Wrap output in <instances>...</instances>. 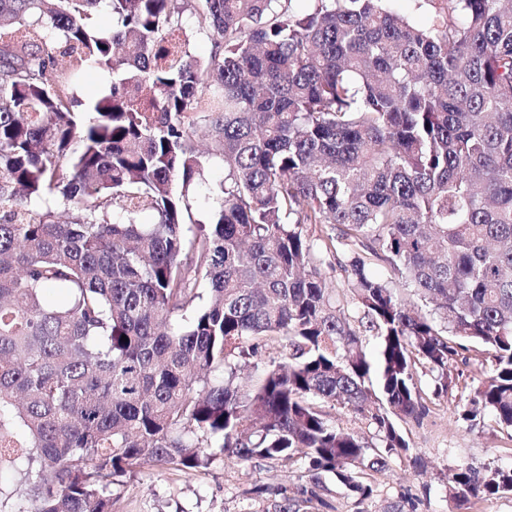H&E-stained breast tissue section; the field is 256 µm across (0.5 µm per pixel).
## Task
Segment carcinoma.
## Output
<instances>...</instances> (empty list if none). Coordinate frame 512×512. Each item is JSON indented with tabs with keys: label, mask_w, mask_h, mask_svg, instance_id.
I'll return each mask as SVG.
<instances>
[{
	"label": "carcinoma",
	"mask_w": 512,
	"mask_h": 512,
	"mask_svg": "<svg viewBox=\"0 0 512 512\" xmlns=\"http://www.w3.org/2000/svg\"><path fill=\"white\" fill-rule=\"evenodd\" d=\"M392 2L204 0L199 57L188 0H0V449H26L28 512H112L135 468L219 453L367 497L408 448L391 416L424 410L416 365L439 395L465 352L493 358L474 403L512 429V0H415L421 23ZM92 68L112 85L85 100ZM197 113L224 164L208 224L186 223ZM344 245L374 362L323 274ZM452 490L512 491V466ZM187 11L184 13L183 22L189 30L192 46L196 53L205 55L208 52L210 41L209 33L206 30H199L194 26L193 13L198 10L202 2L199 0H189ZM326 410L330 413L332 420L336 421V424H340L349 431L356 433L370 444L378 443L379 437L376 429L373 425H369L368 420L361 414L349 412L339 406H336V408L327 407Z\"/></svg>",
	"instance_id": "cac0c4a2"
}]
</instances>
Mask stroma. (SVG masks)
I'll return each instance as SVG.
<instances>
[{"label":"stroma","instance_id":"1","mask_svg":"<svg viewBox=\"0 0 512 512\" xmlns=\"http://www.w3.org/2000/svg\"><path fill=\"white\" fill-rule=\"evenodd\" d=\"M491 366L486 356L453 363L454 384L441 396L430 372L417 368L425 411L416 419L394 418L408 449L392 456L385 472L368 473V497L302 459L241 465L220 454L204 470L135 469L112 485V512H279L287 500L296 512H512L511 493L462 504L448 484L460 466L482 472L512 464V431L498 428L485 411L471 420L459 415Z\"/></svg>","mask_w":512,"mask_h":512}]
</instances>
